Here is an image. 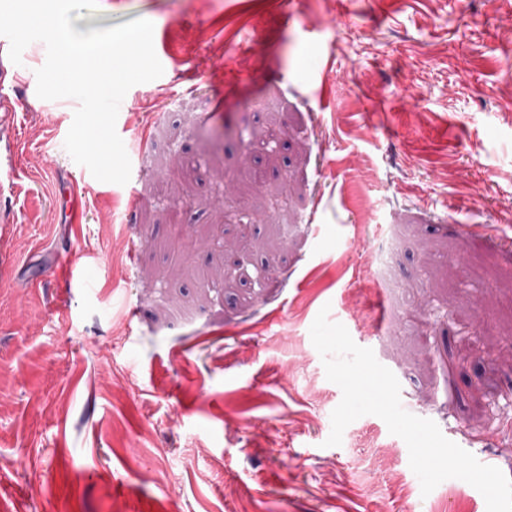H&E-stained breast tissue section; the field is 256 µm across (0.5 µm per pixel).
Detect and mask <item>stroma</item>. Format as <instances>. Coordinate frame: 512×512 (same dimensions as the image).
Returning <instances> with one entry per match:
<instances>
[{"mask_svg": "<svg viewBox=\"0 0 512 512\" xmlns=\"http://www.w3.org/2000/svg\"><path fill=\"white\" fill-rule=\"evenodd\" d=\"M139 17L170 53L118 114L129 182L90 195L44 44L0 53V512H486L463 481L422 495L377 416L326 446L310 327L329 307L406 411L512 478V0H99L72 25Z\"/></svg>", "mask_w": 512, "mask_h": 512, "instance_id": "stroma-1", "label": "stroma"}]
</instances>
